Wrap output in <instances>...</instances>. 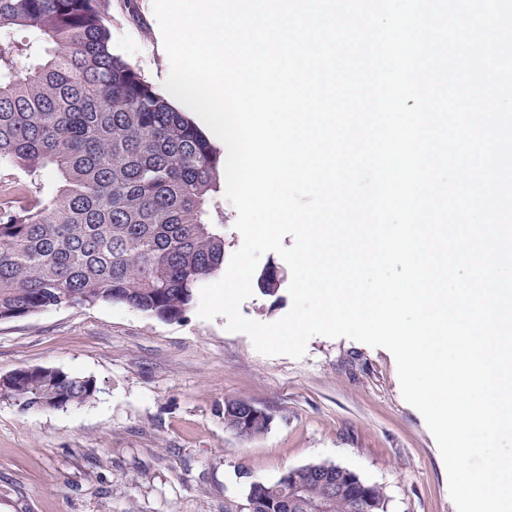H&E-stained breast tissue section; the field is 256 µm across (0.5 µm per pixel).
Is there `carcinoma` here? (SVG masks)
<instances>
[{"label":"carcinoma","instance_id":"carcinoma-1","mask_svg":"<svg viewBox=\"0 0 512 512\" xmlns=\"http://www.w3.org/2000/svg\"><path fill=\"white\" fill-rule=\"evenodd\" d=\"M28 29L33 40L19 39ZM224 159L169 98L112 51L102 0H0V321L74 304L120 303L183 317L224 270V219H212ZM277 267L257 286L280 292ZM89 377L38 367L0 388L23 410L64 409ZM245 400H224L231 429ZM356 473L304 466L303 501L283 480L247 482L246 512H357Z\"/></svg>","mask_w":512,"mask_h":512}]
</instances>
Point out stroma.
<instances>
[{"label": "stroma", "mask_w": 512, "mask_h": 512, "mask_svg": "<svg viewBox=\"0 0 512 512\" xmlns=\"http://www.w3.org/2000/svg\"><path fill=\"white\" fill-rule=\"evenodd\" d=\"M112 48L162 87L170 70L152 0H106ZM288 289L253 292L241 314L276 321ZM47 367L89 377V400L21 411L0 398V512H224L245 503L239 470L273 482L331 463L382 486L388 512H457L437 442L402 397L392 354L312 337L296 359L258 353L219 316L166 321L118 304L64 305L0 321V376ZM228 398L272 422L224 426ZM248 401L239 399V398H228L224 401V426L228 429H231L235 425V418L240 417V414L237 413V408L240 405H243ZM247 412L251 415H264L268 418V421L263 419H258L256 417L251 419V431L249 437H257L265 434L268 431L272 418L265 411L259 409L252 403H246Z\"/></svg>", "instance_id": "35a3bbf8"}]
</instances>
